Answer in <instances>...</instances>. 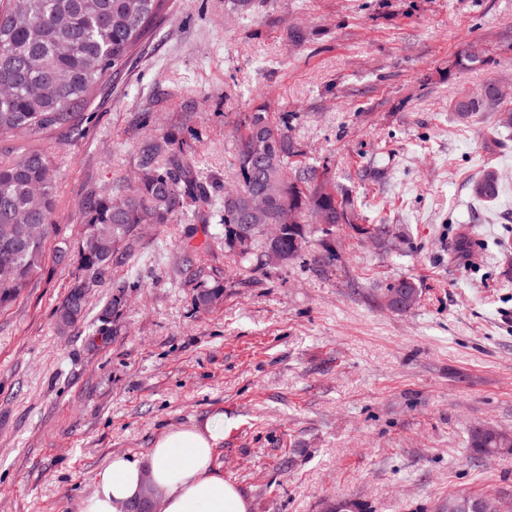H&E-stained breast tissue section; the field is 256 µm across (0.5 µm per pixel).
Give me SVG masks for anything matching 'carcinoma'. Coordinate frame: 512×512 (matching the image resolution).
I'll use <instances>...</instances> for the list:
<instances>
[{"mask_svg":"<svg viewBox=\"0 0 512 512\" xmlns=\"http://www.w3.org/2000/svg\"><path fill=\"white\" fill-rule=\"evenodd\" d=\"M167 0H6L0 6V136L35 138L47 130L71 129L94 89L127 65L134 51L153 31ZM497 100L489 84L480 98L464 95L454 104L466 118ZM165 153L158 161L146 156L147 176L138 189L105 190L82 205L84 233L77 252L81 276L56 310L57 324H75L84 314L88 290L107 274L112 263L126 256L123 243L142 224H167L190 201L207 205L218 182L200 174L199 162L180 151L156 147ZM302 155L293 141L288 118L274 120L266 106L258 107L237 135L234 158L238 187L224 192V243L240 257L261 249L257 261L269 263L275 248L284 255L300 251L305 225L348 224L347 213L326 186L307 175L288 176L292 158ZM268 186L280 188L269 198L264 213H253V199ZM55 179L50 156L29 149L0 160V308L10 305L29 281L44 269L45 244L57 232L53 215ZM472 196L491 202L499 195V179L487 171L471 185ZM292 211L299 222L287 224ZM282 225L279 240L265 239L264 225ZM419 297V288L401 279L388 286L382 305L406 312L405 302L392 296ZM223 289L207 288L195 304L217 303ZM472 446L482 454L512 455V446L474 431Z\"/></svg>","mask_w":512,"mask_h":512,"instance_id":"obj_1","label":"carcinoma"}]
</instances>
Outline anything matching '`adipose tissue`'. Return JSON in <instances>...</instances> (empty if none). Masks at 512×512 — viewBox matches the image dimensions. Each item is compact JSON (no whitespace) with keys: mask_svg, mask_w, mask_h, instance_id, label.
I'll return each mask as SVG.
<instances>
[{"mask_svg":"<svg viewBox=\"0 0 512 512\" xmlns=\"http://www.w3.org/2000/svg\"><path fill=\"white\" fill-rule=\"evenodd\" d=\"M224 432L213 422L165 433L146 456H112L95 478L83 512H133L153 487L163 512H249V502L214 465Z\"/></svg>","mask_w":512,"mask_h":512,"instance_id":"adipose-tissue-1","label":"adipose tissue"}]
</instances>
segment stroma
<instances>
[{
	"label": "stroma",
	"mask_w": 512,
	"mask_h": 512,
	"mask_svg": "<svg viewBox=\"0 0 512 512\" xmlns=\"http://www.w3.org/2000/svg\"><path fill=\"white\" fill-rule=\"evenodd\" d=\"M252 3L170 0L77 135L0 138L52 156L60 226L45 273L0 310V512H79L112 455L218 417L215 465L251 512H323L331 498L441 512L456 493L512 512V455L470 444L483 425L512 433V130L493 129L512 107V0ZM490 83L499 105L454 112ZM261 104L287 116L355 223L308 225L298 257L263 266L225 246L214 193L193 222L139 229L83 317L58 328L78 270L53 258L76 253L84 200L132 185L167 139L233 187L237 133ZM489 170L499 197L480 202L471 183ZM403 278L417 305L385 309ZM217 285L222 299L196 306ZM407 294V297L413 296L416 299L419 297V289L417 285L408 279H401L386 288L382 296V305L387 309L395 312H407L408 308L405 306V300L398 303L397 299L389 300L390 296ZM415 302V303H416Z\"/></svg>",
	"instance_id": "1"
}]
</instances>
